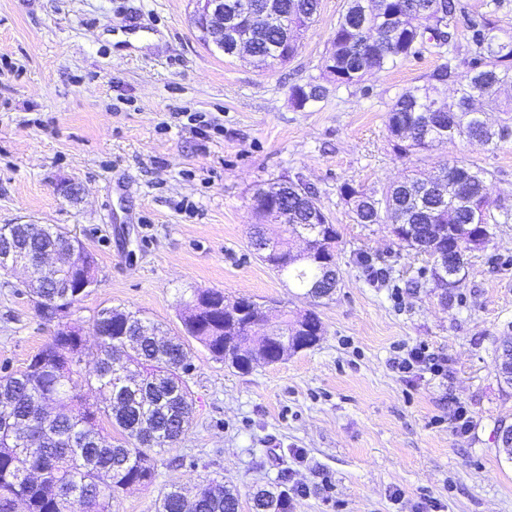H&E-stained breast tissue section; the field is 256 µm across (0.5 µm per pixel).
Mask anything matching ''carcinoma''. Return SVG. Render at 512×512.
I'll list each match as a JSON object with an SVG mask.
<instances>
[{
	"label": "carcinoma",
	"mask_w": 512,
	"mask_h": 512,
	"mask_svg": "<svg viewBox=\"0 0 512 512\" xmlns=\"http://www.w3.org/2000/svg\"><path fill=\"white\" fill-rule=\"evenodd\" d=\"M287 27H279L252 45L255 56L267 55L292 30H305L314 22L318 0H280ZM493 9L467 18L459 33L456 17L465 13L459 0H382L383 12L365 17L358 0H347L344 13L333 32L326 52L327 66L319 78L293 86L291 101L304 109L329 95V86H357L371 71H380L421 52L424 45L443 59L426 77V83L402 90L388 112V130L394 149L401 157L428 151L448 139V126L466 130V138L484 137V144L497 145L512 139V98L500 106L507 118L498 123L495 137H487L484 125L472 114L477 104L492 99L504 87H512V41L499 39L489 45L487 37L498 34ZM455 86V98L425 113L424 107L437 99L440 90ZM489 172L462 161L442 165L435 179H451L461 184L471 200L460 210L451 202L434 204L427 197L425 181L407 178L379 191L345 183L340 197L361 216L359 224H385L392 215L402 217L407 229L398 240L412 248L430 241V225L451 224L453 233L433 245L448 264L462 271L471 246L472 225L483 226L485 236L494 235L499 224L512 222V212L498 209L487 193ZM298 211L288 217L287 232L296 236L303 226L305 198L297 192L274 199ZM317 231L323 259L334 262L333 248L338 237L335 225L321 215ZM61 228L41 225L37 240L19 226H0V242L33 253L45 245L64 247ZM264 261L285 275L297 288L313 294V285L322 279L324 264L293 261L290 239L281 237L273 253ZM213 301L212 309L195 316V325L180 336H164L158 324L133 311L119 323L96 316L93 330L96 346L83 345L81 336H52L24 369L0 375V404L11 407V421L0 415V512H73L75 501L81 512H112V501L128 486L147 487L153 483L157 456L170 450L186 433L194 400L188 384L192 370L189 340L205 347L213 358L241 370V357L261 338L264 315L250 309V298L239 297L224 304V293L203 290L193 293ZM310 329L292 337L311 348L320 341L322 323L318 315L306 312ZM96 390L99 398L89 401L83 391ZM65 401L50 417L41 414L40 404ZM28 429L33 445L19 448L13 443L10 427ZM119 435L114 440L108 429ZM41 471L42 480L31 478ZM200 512H238L237 493L224 480L202 477L186 485H173L158 499L157 512H192L196 501ZM288 490L260 489L253 495L254 512H288Z\"/></svg>",
	"instance_id": "obj_1"
}]
</instances>
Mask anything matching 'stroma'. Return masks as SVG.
Listing matches in <instances>:
<instances>
[{
	"label": "stroma",
	"instance_id": "1",
	"mask_svg": "<svg viewBox=\"0 0 512 512\" xmlns=\"http://www.w3.org/2000/svg\"><path fill=\"white\" fill-rule=\"evenodd\" d=\"M345 5L321 0L296 57L263 69L207 45L194 0H0V225H56L95 254L97 286L72 319L88 326L102 308H125L173 336L181 300L216 289L266 306L272 321L311 310L323 326L316 346L247 373L193 345L186 435L153 484L121 493L112 512H155L162 489L200 477L234 486L239 512L283 479L306 489L288 512H416L426 495L445 512H512L498 438L512 426V388L496 352L512 337V223L446 289L426 257L389 225L356 223L338 193L457 159L489 171L491 199L512 208V139L394 153L389 106L439 65L427 50L295 108L291 89L321 74ZM194 113L212 130L199 133ZM280 179L313 187L338 228L329 297H307L250 246L252 195ZM52 334L21 275L0 274V368H24ZM420 343L444 358L443 375L392 368L398 346ZM459 404L472 417L465 433L448 427Z\"/></svg>",
	"mask_w": 512,
	"mask_h": 512
}]
</instances>
